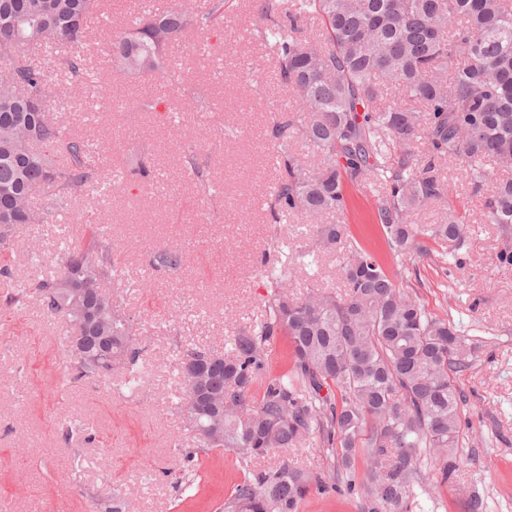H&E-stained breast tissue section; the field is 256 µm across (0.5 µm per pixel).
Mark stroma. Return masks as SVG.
Returning a JSON list of instances; mask_svg holds the SVG:
<instances>
[{
  "label": "stroma",
  "mask_w": 512,
  "mask_h": 512,
  "mask_svg": "<svg viewBox=\"0 0 512 512\" xmlns=\"http://www.w3.org/2000/svg\"><path fill=\"white\" fill-rule=\"evenodd\" d=\"M203 0H108L84 50L106 98H82L57 117L86 142L103 174L142 156L152 176L140 189L113 188L106 202L83 195L57 221L24 229L6 258L15 278L36 282L64 247L87 246L91 231L112 244L125 276L122 307L137 324L145 347V384L122 398L107 380L57 388L69 364L61 319L38 297L26 306L0 303V506L5 512H105L122 491L134 512H217L240 472L233 453L218 450L196 465L200 490L181 494L167 471L179 467L176 451L194 433L170 404L182 349H223L241 324L257 320L268 293L261 260L272 242L315 250L316 225L352 224L361 242L377 232L374 182L350 192L342 214H291L271 223L267 202L275 186L269 127L293 111L279 89L272 52L265 44L252 0H237L219 29L193 33L168 50L173 83L130 75L107 51L114 32L134 7L196 9ZM155 108L144 109V99ZM196 132L194 144L183 137ZM194 148L209 166L214 189L198 193L183 157ZM447 202L412 211L411 223L441 224L449 204L473 218L464 250L467 266L451 278L444 263L421 262L405 287L438 315L448 317L476 345L473 364L459 378L468 394V421L454 483L422 498L424 512H512V265L500 264L504 247L496 225L480 223L483 196L465 175L447 167ZM176 247L185 263L175 274L154 271L152 249ZM335 251L320 253L313 268L294 267L295 294L342 287Z\"/></svg>",
  "instance_id": "35a3bbf8"
}]
</instances>
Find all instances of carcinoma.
Returning a JSON list of instances; mask_svg holds the SVG:
<instances>
[{
    "mask_svg": "<svg viewBox=\"0 0 512 512\" xmlns=\"http://www.w3.org/2000/svg\"><path fill=\"white\" fill-rule=\"evenodd\" d=\"M266 20L283 91L295 112L273 122L277 179L268 208L322 215L347 209L349 188L370 180L382 190L375 212L380 251L358 243L339 257L341 293H288V273L307 253L273 247L271 294L260 320L234 332L222 351L187 348L175 409L189 418L196 446L179 449L183 490L194 488L195 458L224 449L242 476L220 512H300L310 495L329 490L358 499L361 512H413L420 497L453 481L465 426L467 396L459 376L472 366V348L445 317L401 284L406 270L430 259L429 243L448 247V275L466 267L460 253L469 217L448 209L444 224H410L417 207L440 201L448 184L442 162L455 165L485 190L481 222L512 238V177L492 178L487 164L512 171V0H256ZM235 0H206L194 11L169 9L126 20L110 43L123 70L155 75L165 51L187 31L206 32ZM103 0H0V252L13 250L26 224L63 211L72 197H99L112 186L150 179L139 158L113 183L102 180L87 143L50 116V106L77 92L96 94L86 80L88 23ZM398 100L381 104L384 90ZM425 138L427 154L415 152ZM300 140L316 158L304 166L292 150ZM195 183L212 188L207 166L186 160ZM46 193L42 211L34 195ZM319 246L353 239L349 225L324 224ZM153 270L174 274L183 252L161 247ZM121 280L111 243L93 238L58 255V269L39 280L44 309L64 318L67 335L86 332L112 343V355H71L64 381L104 379L110 357L124 365L119 394L138 392L145 373L135 324L118 297L97 301V316L77 329L73 304L87 280ZM288 342L286 368L273 374L268 356ZM317 435L333 458L312 473L288 450ZM278 456V464L254 461Z\"/></svg>",
    "mask_w": 512,
    "mask_h": 512,
    "instance_id": "1",
    "label": "carcinoma"
}]
</instances>
